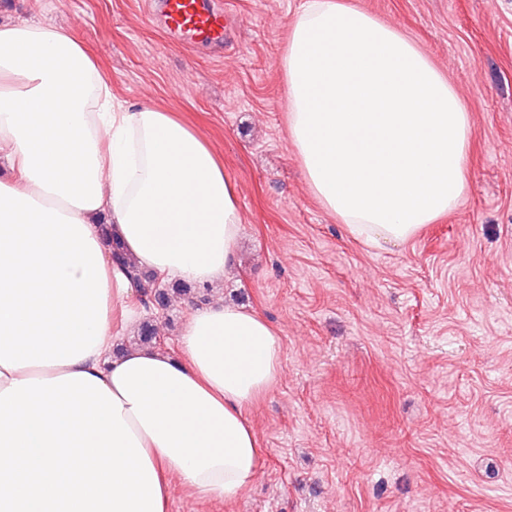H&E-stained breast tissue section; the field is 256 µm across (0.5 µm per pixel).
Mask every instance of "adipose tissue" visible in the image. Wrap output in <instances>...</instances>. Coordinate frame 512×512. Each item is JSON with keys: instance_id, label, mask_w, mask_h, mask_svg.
<instances>
[{"instance_id": "obj_1", "label": "adipose tissue", "mask_w": 512, "mask_h": 512, "mask_svg": "<svg viewBox=\"0 0 512 512\" xmlns=\"http://www.w3.org/2000/svg\"><path fill=\"white\" fill-rule=\"evenodd\" d=\"M288 134L349 232L402 243L466 191L469 114L427 55L348 0H308L282 59ZM0 512H166L258 472L247 407L282 364L259 313H187L177 354L112 353L132 263L218 288L242 218L209 144L158 105L114 106L69 31L0 22Z\"/></svg>"}]
</instances>
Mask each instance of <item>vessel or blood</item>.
<instances>
[{
  "label": "vessel or blood",
  "mask_w": 512,
  "mask_h": 512,
  "mask_svg": "<svg viewBox=\"0 0 512 512\" xmlns=\"http://www.w3.org/2000/svg\"><path fill=\"white\" fill-rule=\"evenodd\" d=\"M160 9L166 29L186 45L223 44L228 17L211 0H160Z\"/></svg>",
  "instance_id": "b4317fda"
}]
</instances>
